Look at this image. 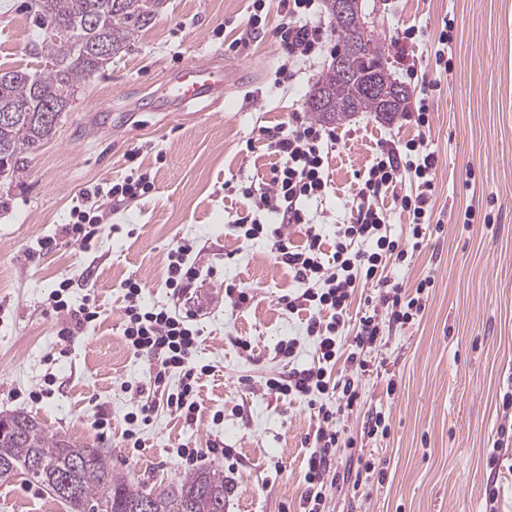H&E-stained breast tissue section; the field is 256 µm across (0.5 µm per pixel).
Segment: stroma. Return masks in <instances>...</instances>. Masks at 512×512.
I'll return each instance as SVG.
<instances>
[{"label":"stroma","mask_w":512,"mask_h":512,"mask_svg":"<svg viewBox=\"0 0 512 512\" xmlns=\"http://www.w3.org/2000/svg\"><path fill=\"white\" fill-rule=\"evenodd\" d=\"M29 0H0V70L32 68L31 52L44 31ZM250 0H167L130 50L114 57L81 86L53 136L30 158L21 182L0 185V412L30 413L52 433L107 455L128 480L160 490L185 475L182 448H203L201 465L224 472V512H302L310 450V411L264 393V378L315 360L305 318L288 314L279 298L294 287L267 241H246L234 222L250 212L225 182L268 181L277 159L268 135L306 110V99L332 58L296 62V78L276 84L283 50L275 37L283 15L268 0L261 34L249 23ZM371 28L382 39L391 77L408 87L407 112L385 120L358 112L336 126L330 153L331 188L306 204L313 230L333 240L337 225L353 223L357 176L380 144L421 136L438 159L434 215L444 230L392 277L414 289L425 276L434 286L419 318L385 333L374 352L379 376L363 379L366 409L389 418L386 436H364L363 412L345 427L354 447L341 450L343 465L372 456L386 472L360 486L328 491L329 512H486L497 488V512H512V446L494 449L501 429L512 427V0H365ZM453 19L451 71L435 65L444 19ZM418 28L416 75L406 74L396 41ZM212 57L234 72L220 99L178 112L154 107L163 82L189 61ZM430 86V126L410 120L422 86ZM137 161H130L132 150ZM140 165L153 183L131 201H104L106 219L91 248L64 242L62 228L83 194L122 179ZM491 215L490 223L463 226L465 210ZM59 240L41 252L43 238ZM203 249L209 271L202 287L177 295L165 288L168 254L180 239ZM70 301L94 297L100 318L75 336L46 303L62 279ZM145 285L148 305L196 311L201 363L212 371L198 384L194 424L157 409L143 445L128 448L126 416L131 395L149 387L153 363L128 347L120 309L122 284ZM251 288L254 300L233 308L224 286ZM251 341V356L233 343ZM300 341L293 362L275 355L279 341ZM53 377L49 397L27 394ZM397 390L387 395V381ZM110 425L99 429L101 412ZM221 421H213L215 412ZM231 458L210 455L211 443ZM497 454V468L487 459ZM0 512H66L40 484L18 475L0 481Z\"/></svg>","instance_id":"obj_1"}]
</instances>
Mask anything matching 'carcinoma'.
<instances>
[{
  "label": "carcinoma",
  "instance_id": "obj_1",
  "mask_svg": "<svg viewBox=\"0 0 512 512\" xmlns=\"http://www.w3.org/2000/svg\"><path fill=\"white\" fill-rule=\"evenodd\" d=\"M167 0H33L39 26L61 24L74 37L65 50L44 39L32 47L43 68L0 72V112L17 105L9 124L0 123V181L10 183L26 173L29 157L55 132L56 124L42 120L50 107L60 116L68 103L57 101L62 89L77 90L94 79L111 62L98 47L105 42L112 57L131 47L138 33L164 8ZM327 8L336 20V54L343 57L365 17L359 6L347 17L337 12L333 0ZM353 70L344 79L332 70L317 82L306 102L317 118L341 121L355 112H385L386 102L366 92L365 85H395L387 66L385 51L374 34L366 40V51L347 60ZM24 424L14 436L0 429V457L11 468L0 471V480L23 474L29 481L44 486L64 503L68 512H138L144 489L125 475L112 470L104 454L76 440L48 432L27 413H0V426ZM225 500L224 472L205 469L190 472L156 493L154 512H224L217 501Z\"/></svg>",
  "mask_w": 512,
  "mask_h": 512
}]
</instances>
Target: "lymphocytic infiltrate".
<instances>
[{"instance_id":"f902f5d3","label":"lymphocytic infiltrate","mask_w":512,"mask_h":512,"mask_svg":"<svg viewBox=\"0 0 512 512\" xmlns=\"http://www.w3.org/2000/svg\"><path fill=\"white\" fill-rule=\"evenodd\" d=\"M279 6L283 22L276 34L284 60L276 76L289 79L296 61L319 55L329 40L318 0H279ZM335 143L334 129L293 116L270 142L279 162L269 183L258 187L240 182L234 187L251 208L235 229L244 239L270 242L277 262L292 272L296 286L279 302L288 313H306V335L317 356L316 364L290 369L264 383L269 392L305 401L311 411L314 431L308 437L311 452L303 512H326L327 484L339 478L336 452L344 435L340 421L364 403L360 382L374 370L371 351L381 343L385 328L403 326L419 317L434 283L433 276H426L411 291L381 274L386 261L400 264L419 252L431 227L437 159L421 141H409L401 148L381 147L358 176L359 188L353 198L356 218L353 223L337 225L333 246H326L322 235L312 230L307 231L304 244L291 243V227L308 221L305 203L323 199L331 187L329 154ZM406 173L416 187L396 198L410 228L408 238L402 240L392 237L388 229L384 197L396 191ZM168 259L166 288L178 293L199 278L201 252L195 242L177 241ZM362 284L372 286L373 291L365 295L357 332L345 344L341 337ZM123 288V336L135 353L154 363L152 388L137 391L142 422H150L156 396L162 393L170 414L193 423L198 412V382L208 371L197 359L201 333L193 314L145 306L144 286L136 279H127ZM69 290V280H61L49 292L47 303L63 314L69 333L75 334L96 323L100 312L87 301L71 307ZM173 377L178 384L172 389L168 383Z\"/></svg>"}]
</instances>
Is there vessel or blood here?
<instances>
[{"label": "vessel or blood", "mask_w": 512, "mask_h": 512, "mask_svg": "<svg viewBox=\"0 0 512 512\" xmlns=\"http://www.w3.org/2000/svg\"><path fill=\"white\" fill-rule=\"evenodd\" d=\"M225 76L209 59H201L180 70L162 88L160 102L172 108L187 102L219 94Z\"/></svg>", "instance_id": "b4317fda"}]
</instances>
